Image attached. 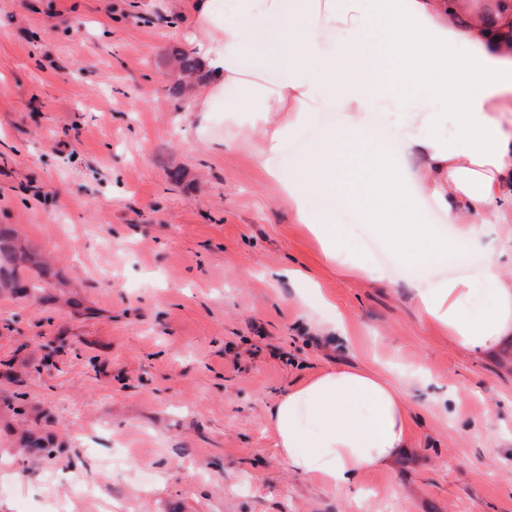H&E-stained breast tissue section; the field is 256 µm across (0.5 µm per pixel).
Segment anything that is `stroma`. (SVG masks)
<instances>
[{
    "label": "stroma",
    "mask_w": 512,
    "mask_h": 512,
    "mask_svg": "<svg viewBox=\"0 0 512 512\" xmlns=\"http://www.w3.org/2000/svg\"><path fill=\"white\" fill-rule=\"evenodd\" d=\"M193 5L0 0V228L30 256L0 286V512H512V345L467 354L404 285L322 262L260 137L171 95ZM335 363L428 372L407 453L336 492L281 463L268 421ZM282 275L298 285L297 296L308 319L315 323L325 336L348 344L350 336L347 319L336 307V303L328 298L315 282L302 280L299 270L285 269Z\"/></svg>",
    "instance_id": "35a3bbf8"
}]
</instances>
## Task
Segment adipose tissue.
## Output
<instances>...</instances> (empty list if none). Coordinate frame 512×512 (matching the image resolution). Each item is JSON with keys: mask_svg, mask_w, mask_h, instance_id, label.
I'll list each match as a JSON object with an SVG mask.
<instances>
[{"mask_svg": "<svg viewBox=\"0 0 512 512\" xmlns=\"http://www.w3.org/2000/svg\"><path fill=\"white\" fill-rule=\"evenodd\" d=\"M463 0H195L185 33L202 66L194 112H220L242 137L262 131L258 157L294 223L329 266L385 285L356 246L370 231L405 273L421 323L476 355L512 345V276L495 243L512 223V7L459 28ZM332 112L287 175L283 144ZM418 154L408 170L401 158ZM428 197L445 225L427 221ZM356 212L361 224H340ZM477 263L448 276L461 251ZM308 317L348 342L345 315L295 269ZM288 470L329 489L389 469L409 448L411 412L387 374L332 366L282 394L269 416Z\"/></svg>", "mask_w": 512, "mask_h": 512, "instance_id": "obj_1", "label": "adipose tissue"}]
</instances>
